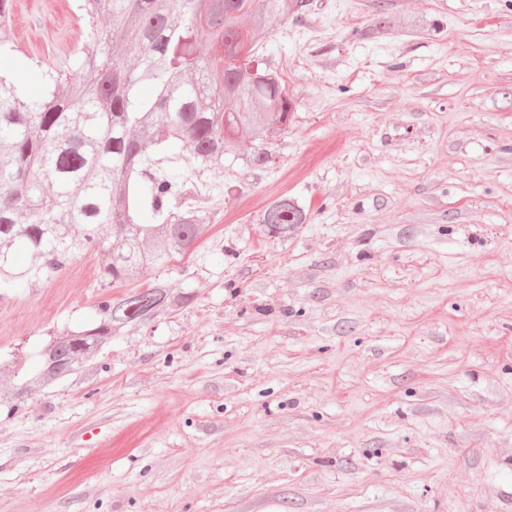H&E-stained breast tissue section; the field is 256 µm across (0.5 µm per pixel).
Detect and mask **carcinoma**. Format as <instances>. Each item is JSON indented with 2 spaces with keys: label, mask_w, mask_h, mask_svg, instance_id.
Masks as SVG:
<instances>
[{
  "label": "carcinoma",
  "mask_w": 512,
  "mask_h": 512,
  "mask_svg": "<svg viewBox=\"0 0 512 512\" xmlns=\"http://www.w3.org/2000/svg\"><path fill=\"white\" fill-rule=\"evenodd\" d=\"M85 0L93 48L62 69L0 75V296L51 282L81 252L99 251L103 288L184 254L215 223L192 204L196 184L179 168L152 172L169 153L195 173L224 169V154L254 143L253 162L288 128L293 110L281 73L258 54L270 18L303 0ZM109 29L98 34V23ZM207 29L212 41L199 38ZM246 54L236 66L226 58ZM54 195L47 203L45 184ZM283 196L264 211L267 233L306 222ZM190 301L157 282L96 305L93 323L66 327L29 355L0 360L17 393L94 368L100 350L129 326Z\"/></svg>",
  "instance_id": "cac0c4a2"
}]
</instances>
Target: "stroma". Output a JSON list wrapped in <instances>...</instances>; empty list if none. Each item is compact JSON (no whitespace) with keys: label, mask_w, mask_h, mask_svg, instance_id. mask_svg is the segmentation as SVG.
<instances>
[{"label":"stroma","mask_w":512,"mask_h":512,"mask_svg":"<svg viewBox=\"0 0 512 512\" xmlns=\"http://www.w3.org/2000/svg\"><path fill=\"white\" fill-rule=\"evenodd\" d=\"M12 16L1 74L90 45L79 0ZM260 52L287 130L137 282L191 302L0 408V512H512V0H306ZM102 293L91 251L0 298V358ZM307 212L297 200L283 196L275 200L264 211L261 222L267 233L279 236L293 231L298 224H305Z\"/></svg>","instance_id":"obj_1"}]
</instances>
